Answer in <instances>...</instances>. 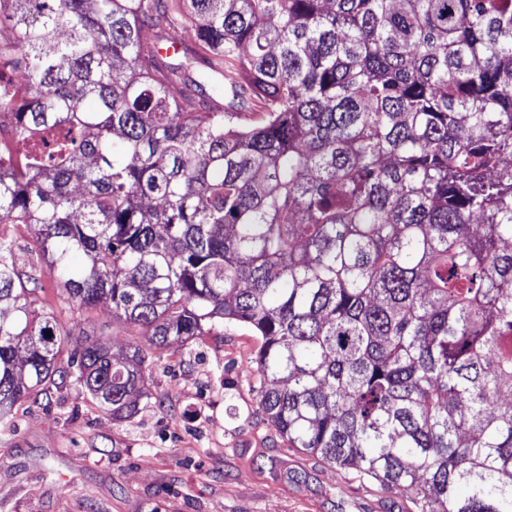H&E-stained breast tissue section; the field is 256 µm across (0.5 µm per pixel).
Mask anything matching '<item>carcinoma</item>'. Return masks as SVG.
<instances>
[{
	"label": "carcinoma",
	"mask_w": 512,
	"mask_h": 512,
	"mask_svg": "<svg viewBox=\"0 0 512 512\" xmlns=\"http://www.w3.org/2000/svg\"><path fill=\"white\" fill-rule=\"evenodd\" d=\"M3 26L1 431L57 377L134 416L146 352L222 319L288 447L416 512H512V0H0ZM45 277L144 346L77 344ZM8 236L13 240V254L16 265L26 268L33 260L35 232L29 224H14L8 228Z\"/></svg>",
	"instance_id": "1"
}]
</instances>
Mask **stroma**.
<instances>
[{
	"label": "stroma",
	"instance_id": "stroma-1",
	"mask_svg": "<svg viewBox=\"0 0 512 512\" xmlns=\"http://www.w3.org/2000/svg\"><path fill=\"white\" fill-rule=\"evenodd\" d=\"M89 346L122 358L141 330L101 302ZM258 337L236 324L149 354L138 413L116 420L71 382L18 407L0 431V512H408L406 493L289 447L258 408Z\"/></svg>",
	"mask_w": 512,
	"mask_h": 512
}]
</instances>
